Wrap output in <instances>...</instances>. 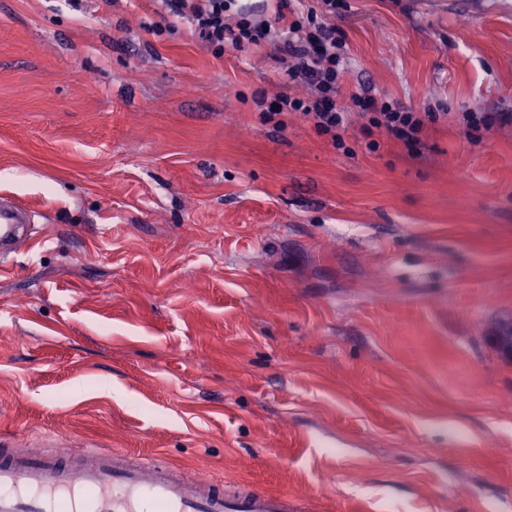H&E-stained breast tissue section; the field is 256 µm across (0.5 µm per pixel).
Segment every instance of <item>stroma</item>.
<instances>
[{
  "label": "stroma",
  "mask_w": 512,
  "mask_h": 512,
  "mask_svg": "<svg viewBox=\"0 0 512 512\" xmlns=\"http://www.w3.org/2000/svg\"><path fill=\"white\" fill-rule=\"evenodd\" d=\"M162 0H0V431L307 499L512 512V0H342L344 90L437 113L421 155L264 121L272 46ZM512 123V114L493 117L488 112H465L459 124V133L463 139L473 142L481 138L479 133L489 134L497 126V123ZM28 216L27 209L18 202L0 205V244L1 253H7L16 233V224H24Z\"/></svg>",
  "instance_id": "35a3bbf8"
}]
</instances>
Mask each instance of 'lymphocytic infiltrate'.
<instances>
[{"label":"lymphocytic infiltrate","instance_id":"1","mask_svg":"<svg viewBox=\"0 0 512 512\" xmlns=\"http://www.w3.org/2000/svg\"><path fill=\"white\" fill-rule=\"evenodd\" d=\"M233 0H164L170 15L186 23L203 46L223 53L272 41L275 50L287 57L289 92L279 94L269 108V118L313 124L329 136L334 150L349 152L345 138L352 110L367 119L368 128L381 130L403 143L421 144L426 123L435 121L432 112H416L362 93L343 90L346 43L334 24L316 12L305 19H288L290 0H278L276 17L268 21L247 9H233Z\"/></svg>","mask_w":512,"mask_h":512}]
</instances>
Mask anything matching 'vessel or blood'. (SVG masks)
<instances>
[{
	"label": "vessel or blood",
	"mask_w": 512,
	"mask_h": 512,
	"mask_svg": "<svg viewBox=\"0 0 512 512\" xmlns=\"http://www.w3.org/2000/svg\"><path fill=\"white\" fill-rule=\"evenodd\" d=\"M28 212L0 205V247L9 248ZM0 435V512H288L285 496L229 492L212 478L171 473L156 461L126 466L119 451L80 449V467L49 455L5 452Z\"/></svg>",
	"instance_id": "1"
}]
</instances>
